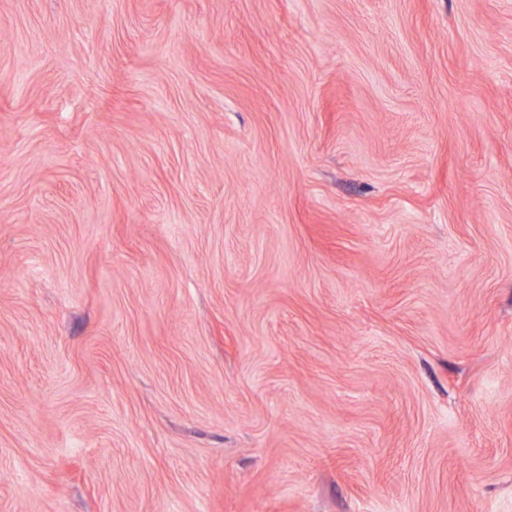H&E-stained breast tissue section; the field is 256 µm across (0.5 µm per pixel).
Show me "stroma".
Masks as SVG:
<instances>
[{"label":"stroma","instance_id":"obj_1","mask_svg":"<svg viewBox=\"0 0 512 512\" xmlns=\"http://www.w3.org/2000/svg\"><path fill=\"white\" fill-rule=\"evenodd\" d=\"M0 512H512V0H0Z\"/></svg>","mask_w":512,"mask_h":512}]
</instances>
